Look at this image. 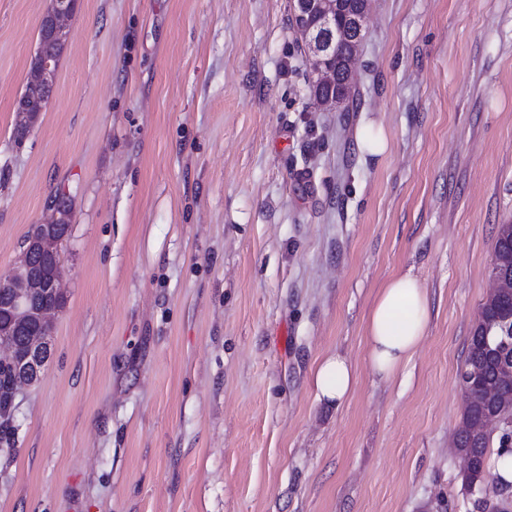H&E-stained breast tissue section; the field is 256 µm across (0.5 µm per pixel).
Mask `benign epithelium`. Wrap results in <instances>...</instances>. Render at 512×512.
I'll list each match as a JSON object with an SVG mask.
<instances>
[{
  "label": "benign epithelium",
  "mask_w": 512,
  "mask_h": 512,
  "mask_svg": "<svg viewBox=\"0 0 512 512\" xmlns=\"http://www.w3.org/2000/svg\"><path fill=\"white\" fill-rule=\"evenodd\" d=\"M295 27L305 42L314 74L313 92L316 104H328L334 109L344 107L352 97L353 78L357 54L345 61V79L336 84V42L354 33L357 40L365 38L369 9L367 0H291ZM77 0H52L50 10L43 13L40 23L53 39L68 43L71 37L70 20ZM58 59L37 47L31 62L26 93L17 99L22 107L34 101L47 100V90L54 89ZM68 231L56 236L36 234L26 241L19 261L0 275V312L7 311L18 317L38 323L52 322L58 310H42L31 299V292L61 295L62 265L60 247ZM50 336L36 337L29 347L16 345L10 325L0 327V349L6 352L4 361L24 371L41 372L38 366L42 348L49 344Z\"/></svg>",
  "instance_id": "benign-epithelium-1"
}]
</instances>
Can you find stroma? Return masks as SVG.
<instances>
[{"mask_svg":"<svg viewBox=\"0 0 512 512\" xmlns=\"http://www.w3.org/2000/svg\"><path fill=\"white\" fill-rule=\"evenodd\" d=\"M47 6L0 0V274L72 207L0 512H472L453 435L512 223V0H370L352 112L313 104L290 0H78L18 144ZM407 270L427 334L382 380L367 318ZM336 353L339 408L312 382ZM58 59L44 53L41 46H38L30 62L26 93L15 102V109L21 102L23 108L33 105L35 100H47V90L53 92L56 74L58 70ZM356 383V372L348 359L341 355L323 358L313 373V385L318 400L339 407Z\"/></svg>","mask_w":512,"mask_h":512,"instance_id":"obj_1","label":"stroma"}]
</instances>
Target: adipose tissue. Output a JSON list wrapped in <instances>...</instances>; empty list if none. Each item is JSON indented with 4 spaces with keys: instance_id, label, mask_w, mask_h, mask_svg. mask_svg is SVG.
Masks as SVG:
<instances>
[{
    "instance_id": "obj_1",
    "label": "adipose tissue",
    "mask_w": 512,
    "mask_h": 512,
    "mask_svg": "<svg viewBox=\"0 0 512 512\" xmlns=\"http://www.w3.org/2000/svg\"><path fill=\"white\" fill-rule=\"evenodd\" d=\"M429 322L425 288L409 272L390 278L380 289L367 319L368 364L373 373L395 376L412 358ZM356 383V372L341 355L323 358L313 373L319 400L343 404Z\"/></svg>"
}]
</instances>
